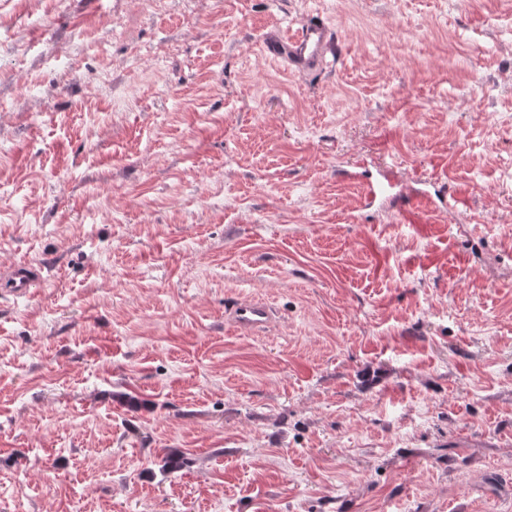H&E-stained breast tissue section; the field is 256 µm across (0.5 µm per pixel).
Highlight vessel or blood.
Returning <instances> with one entry per match:
<instances>
[{"instance_id": "obj_1", "label": "vessel or blood", "mask_w": 512, "mask_h": 512, "mask_svg": "<svg viewBox=\"0 0 512 512\" xmlns=\"http://www.w3.org/2000/svg\"><path fill=\"white\" fill-rule=\"evenodd\" d=\"M265 54L272 59L289 54L290 61L297 68L304 69L322 65L327 57L337 56L339 47L332 39L329 29L320 17H310L298 30L278 35L264 45ZM395 181L390 172H382L379 179L366 182L364 201L373 206ZM42 268L31 262L17 264L9 271L10 291L15 295L30 293L42 278ZM273 320L271 305L262 300H244L231 310L233 325L244 331H258L268 327Z\"/></svg>"}]
</instances>
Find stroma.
I'll return each instance as SVG.
<instances>
[{
	"instance_id": "35a3bbf8",
	"label": "stroma",
	"mask_w": 512,
	"mask_h": 512,
	"mask_svg": "<svg viewBox=\"0 0 512 512\" xmlns=\"http://www.w3.org/2000/svg\"><path fill=\"white\" fill-rule=\"evenodd\" d=\"M316 13L333 64L262 53ZM358 165L469 205L363 208ZM27 261L0 512H512V0H0ZM272 306L262 300H244L231 310L232 324L244 331H259L268 327L273 320Z\"/></svg>"
}]
</instances>
